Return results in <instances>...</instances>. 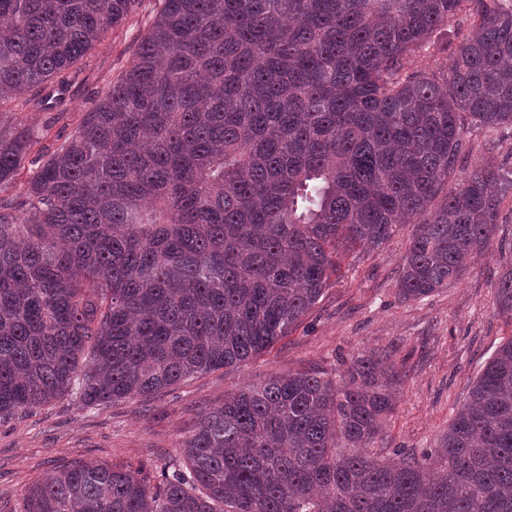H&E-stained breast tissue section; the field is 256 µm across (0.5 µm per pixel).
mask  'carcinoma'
Listing matches in <instances>:
<instances>
[{
  "mask_svg": "<svg viewBox=\"0 0 512 512\" xmlns=\"http://www.w3.org/2000/svg\"><path fill=\"white\" fill-rule=\"evenodd\" d=\"M136 0H0V420L153 397L272 347L340 258L417 225L399 294L459 279L499 222V166L448 186L465 120L512 128V0H161L128 69L7 189L68 74ZM438 70L413 58L448 50ZM512 316V264L495 282ZM399 374L362 354L203 414L156 484L63 465L20 512H512V340L438 447L368 453Z\"/></svg>",
  "mask_w": 512,
  "mask_h": 512,
  "instance_id": "1",
  "label": "carcinoma"
}]
</instances>
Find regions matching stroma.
Segmentation results:
<instances>
[{"label":"stroma","instance_id":"1","mask_svg":"<svg viewBox=\"0 0 512 512\" xmlns=\"http://www.w3.org/2000/svg\"><path fill=\"white\" fill-rule=\"evenodd\" d=\"M158 0H137L56 93L53 110L25 111L43 132L10 194L25 188L46 155L78 128L85 112L130 66ZM466 152L455 179L487 161L502 165L497 230L465 276L416 300L399 296L401 257L414 233L399 225L380 249L343 257L318 304L272 349L250 362L201 373L158 397L134 398L99 409L65 398L0 422V512H17L24 491L69 462L105 463L155 478L182 457L199 416L237 391L291 372H338L364 353L391 358L402 370L394 413L374 446L391 460L396 449L436 447L486 361L512 339V319L498 313L494 285L503 261H512V129L465 131Z\"/></svg>","mask_w":512,"mask_h":512}]
</instances>
